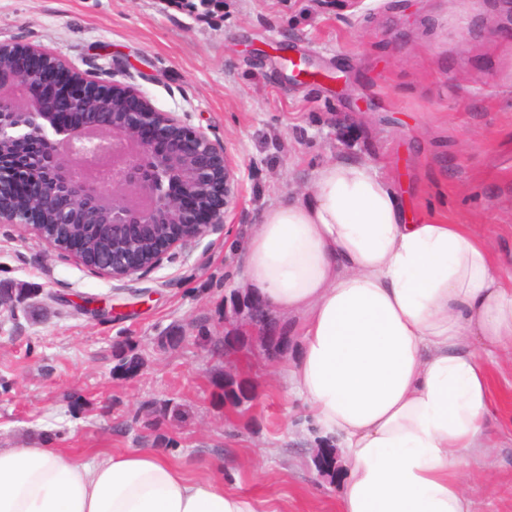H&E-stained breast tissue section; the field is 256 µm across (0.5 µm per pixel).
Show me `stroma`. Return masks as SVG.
<instances>
[{
    "label": "stroma",
    "instance_id": "stroma-1",
    "mask_svg": "<svg viewBox=\"0 0 512 512\" xmlns=\"http://www.w3.org/2000/svg\"><path fill=\"white\" fill-rule=\"evenodd\" d=\"M50 49L99 81L122 80L225 143L242 184L225 224L157 271L112 281L0 224V286L33 289L0 308V447L75 452L161 448L223 480L259 512H336L346 476H318L317 436L276 363L252 344L232 368L195 343L223 339L247 295L248 229L301 196L330 158L394 182L411 216L512 230V9L505 0H0V43ZM324 80H294L281 53ZM177 347L162 345L170 332ZM133 346V376L114 353ZM247 387L245 416L223 374ZM495 465L512 482V361L496 370ZM167 403L185 420L157 416ZM173 439L165 447V439Z\"/></svg>",
    "mask_w": 512,
    "mask_h": 512
}]
</instances>
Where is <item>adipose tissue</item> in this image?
Here are the masks:
<instances>
[{
    "label": "adipose tissue",
    "instance_id": "adipose-tissue-1",
    "mask_svg": "<svg viewBox=\"0 0 512 512\" xmlns=\"http://www.w3.org/2000/svg\"><path fill=\"white\" fill-rule=\"evenodd\" d=\"M244 278L298 343L281 370L344 458L337 512H475L497 478L492 366L512 358V248L410 218L389 180L337 158L252 225ZM0 512L258 510L155 448H0Z\"/></svg>",
    "mask_w": 512,
    "mask_h": 512
}]
</instances>
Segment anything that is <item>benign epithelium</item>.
Instances as JSON below:
<instances>
[{"label": "benign epithelium", "mask_w": 512, "mask_h": 512, "mask_svg": "<svg viewBox=\"0 0 512 512\" xmlns=\"http://www.w3.org/2000/svg\"><path fill=\"white\" fill-rule=\"evenodd\" d=\"M0 149L26 140L54 146L53 179L34 161L25 192L0 205L11 224L91 273L130 280L224 224L240 184L225 145L136 88L76 71L48 49L0 44ZM112 96V110L89 111ZM93 224L107 244L53 242L60 224Z\"/></svg>", "instance_id": "1"}]
</instances>
